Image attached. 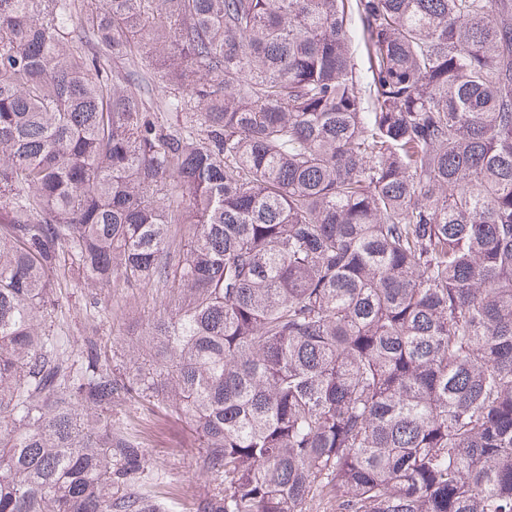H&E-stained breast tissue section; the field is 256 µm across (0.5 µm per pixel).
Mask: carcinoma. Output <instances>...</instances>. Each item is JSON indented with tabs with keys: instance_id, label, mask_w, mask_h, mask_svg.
I'll return each mask as SVG.
<instances>
[{
	"instance_id": "1",
	"label": "carcinoma",
	"mask_w": 512,
	"mask_h": 512,
	"mask_svg": "<svg viewBox=\"0 0 512 512\" xmlns=\"http://www.w3.org/2000/svg\"><path fill=\"white\" fill-rule=\"evenodd\" d=\"M119 406L194 512H512V0H0V512H166ZM91 291L100 293L94 288H80V285L62 289V311L55 324L58 336L79 342L84 336H96L102 345L112 343L116 352L129 350L135 344L132 326L136 334L145 331L148 324L169 311L165 289H105L101 307L97 308L89 304ZM112 415L128 421L143 438L150 461L149 490L162 498L167 512H189L208 488L195 469L197 440L184 419L116 408Z\"/></svg>"
}]
</instances>
